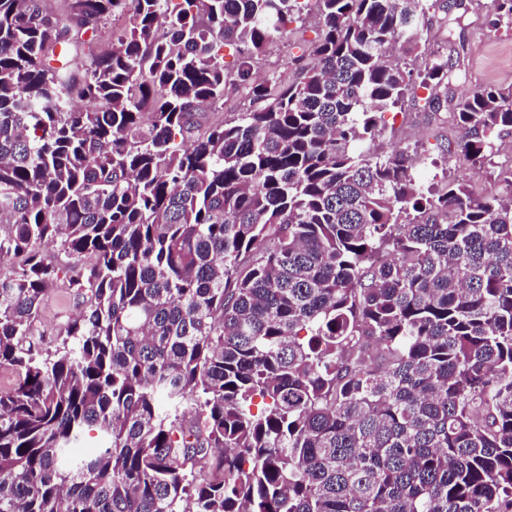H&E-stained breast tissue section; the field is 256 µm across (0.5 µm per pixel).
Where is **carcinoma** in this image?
Returning <instances> with one entry per match:
<instances>
[{"label": "carcinoma", "mask_w": 512, "mask_h": 512, "mask_svg": "<svg viewBox=\"0 0 512 512\" xmlns=\"http://www.w3.org/2000/svg\"><path fill=\"white\" fill-rule=\"evenodd\" d=\"M48 2L0 0V512H512V167L429 197L368 148L458 77L423 0ZM310 4L295 78L253 80ZM453 115L482 165L512 87ZM249 106V98L245 91L241 89H235L233 86L229 87L224 97V110L219 109L218 111L209 112H224V118L229 119L234 116L237 112H243ZM81 300L72 293H54L49 296L42 311V322L47 331L48 341H54L69 317L79 313L82 308Z\"/></svg>", "instance_id": "cac0c4a2"}]
</instances>
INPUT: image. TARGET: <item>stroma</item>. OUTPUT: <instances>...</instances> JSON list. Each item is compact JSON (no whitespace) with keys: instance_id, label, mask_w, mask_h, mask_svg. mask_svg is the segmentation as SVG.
<instances>
[{"instance_id":"1","label":"stroma","mask_w":512,"mask_h":512,"mask_svg":"<svg viewBox=\"0 0 512 512\" xmlns=\"http://www.w3.org/2000/svg\"><path fill=\"white\" fill-rule=\"evenodd\" d=\"M488 0H426L423 37L429 47L447 54L458 65L460 78L449 89L461 94L486 86H512V33L489 26ZM319 28L315 10L305 11L291 24L289 33L276 36L266 53L256 60L253 74L266 79L275 74L292 76L291 58L296 43L313 40ZM428 90L417 88L407 93L400 108L385 113L384 129L371 149L379 156L393 148L408 147L423 160L419 177L424 187L442 189L447 182L466 179L479 194L496 190V175L512 165V138L503 139L491 164L473 168L449 159V142L458 129L450 118V105L434 109L427 103Z\"/></svg>"}]
</instances>
